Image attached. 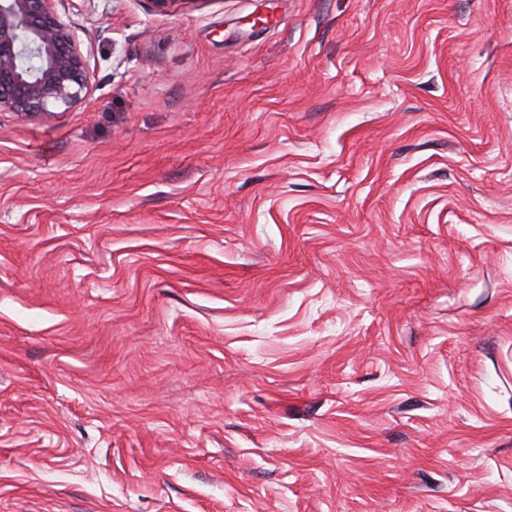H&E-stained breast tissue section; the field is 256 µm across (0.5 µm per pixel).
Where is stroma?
I'll list each match as a JSON object with an SVG mask.
<instances>
[{"mask_svg":"<svg viewBox=\"0 0 512 512\" xmlns=\"http://www.w3.org/2000/svg\"><path fill=\"white\" fill-rule=\"evenodd\" d=\"M57 8L0 113V512H512V0ZM59 0H0V112L48 119L89 97V56Z\"/></svg>","mask_w":512,"mask_h":512,"instance_id":"obj_1","label":"stroma"}]
</instances>
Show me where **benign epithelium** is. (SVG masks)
<instances>
[{"mask_svg": "<svg viewBox=\"0 0 512 512\" xmlns=\"http://www.w3.org/2000/svg\"><path fill=\"white\" fill-rule=\"evenodd\" d=\"M58 0H0V112L48 119L86 102L90 51Z\"/></svg>", "mask_w": 512, "mask_h": 512, "instance_id": "benign-epithelium-1", "label": "benign epithelium"}]
</instances>
